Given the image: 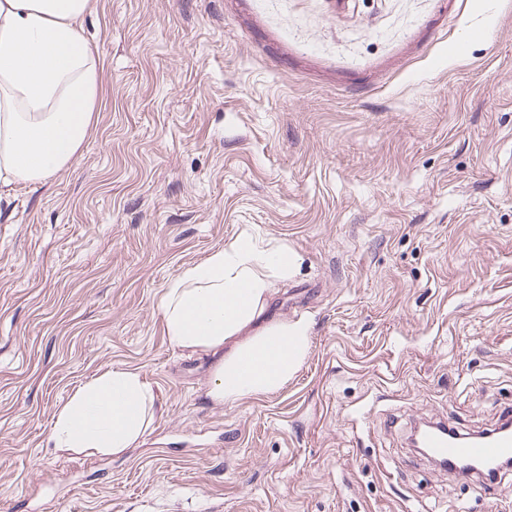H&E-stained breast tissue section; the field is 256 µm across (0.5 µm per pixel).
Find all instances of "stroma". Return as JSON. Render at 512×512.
<instances>
[{"label":"stroma","instance_id":"35a3bbf8","mask_svg":"<svg viewBox=\"0 0 512 512\" xmlns=\"http://www.w3.org/2000/svg\"><path fill=\"white\" fill-rule=\"evenodd\" d=\"M81 152L0 198V512H504L411 426L512 412V0H93ZM251 234L298 262L280 390L218 404L168 282ZM139 372L151 432L54 448L57 411Z\"/></svg>","mask_w":512,"mask_h":512}]
</instances>
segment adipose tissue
I'll use <instances>...</instances> for the list:
<instances>
[{
	"label": "adipose tissue",
	"mask_w": 512,
	"mask_h": 512,
	"mask_svg": "<svg viewBox=\"0 0 512 512\" xmlns=\"http://www.w3.org/2000/svg\"><path fill=\"white\" fill-rule=\"evenodd\" d=\"M91 10V0H0V184L42 182L80 152L101 93L98 59L81 31ZM294 262L287 248L242 239L170 282L165 334L174 348L216 356L214 402L279 389L305 356V321L257 323ZM153 401L139 373L104 372L58 410L50 440L62 450L122 454L148 433Z\"/></svg>",
	"instance_id": "ef3b65f1"
}]
</instances>
